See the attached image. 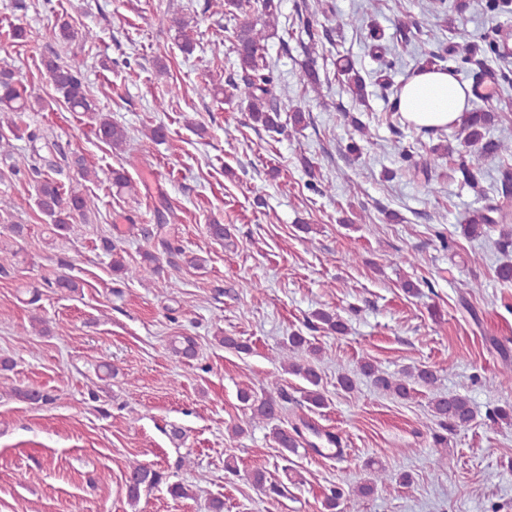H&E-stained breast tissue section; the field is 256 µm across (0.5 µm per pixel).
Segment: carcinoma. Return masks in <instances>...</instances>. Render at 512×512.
Returning a JSON list of instances; mask_svg holds the SVG:
<instances>
[{
	"instance_id": "carcinoma-1",
	"label": "carcinoma",
	"mask_w": 512,
	"mask_h": 512,
	"mask_svg": "<svg viewBox=\"0 0 512 512\" xmlns=\"http://www.w3.org/2000/svg\"><path fill=\"white\" fill-rule=\"evenodd\" d=\"M263 16V28L256 29L253 24H247L236 34V58L241 70L248 73L243 83H231L224 90L227 98L237 97L247 103L250 117L254 124L269 133H281L283 124L281 113L271 98L274 84L273 72L264 61L262 51L266 40L265 29L278 24L279 0H257ZM482 8L485 13L494 16L512 14V0H484ZM372 53L384 59V69L376 76V82L382 87L391 86V72L394 60L387 59L389 49L372 45ZM512 57L506 43V37L497 33L492 37L487 35L474 36L465 29L454 32L452 41L448 42V50L442 54L431 51L424 66L448 70L462 71L471 66L476 67L473 79L479 86L486 82L492 84H512V69L508 67V59ZM498 61L501 66L493 68L490 61ZM56 91L61 94L64 102L74 112L98 113L97 125L101 138L113 149H119L126 143L127 133L124 128L112 123V119L98 112V108L85 85L82 72L83 64L77 60L60 62L58 58H48L42 61ZM338 74L344 76V83L353 98L363 102L368 96L365 79L355 71L348 62L337 67ZM298 79L300 84L320 93L322 81L316 67L314 57L309 56L302 63ZM40 98L22 88V82L15 77L10 68L0 67V154L10 160V166L19 173L28 170L38 173L35 159L31 155L13 151L12 140L24 134L21 114L34 109ZM494 115L488 109H475L465 115L458 124L459 135L462 138L465 154L462 155L453 169V173L461 184L480 192L482 184L488 176L486 165L488 160L505 155H512V141L492 140L486 138L485 129L493 120ZM35 204L38 210L50 219L52 231L60 237L76 235L80 231L77 218L84 216L88 209L89 200L77 192L64 194L57 183L50 179L36 181ZM512 220L509 206L496 210V216L484 209H476L469 213L463 226L465 236H479V230L488 224H504ZM103 251L111 256V267L115 274H124L143 283L158 272V257L146 251L143 253V263L130 267L124 262L121 249L111 240H102ZM174 353L189 358L195 355L194 342L184 336H176L171 340ZM319 348L314 346L306 337L293 334L288 337V373L293 374L309 385L306 389L307 401L316 408L326 406L325 397L320 391L321 376L316 369L299 361L302 354H317ZM363 372L372 378L374 385L383 392H393L400 397L410 393L409 384L432 386L437 377L433 370L423 367L402 372V378L396 379L380 372L378 368L366 362L362 365ZM273 391H264L258 397L247 387L238 392L240 402L250 410V419H261L275 424L274 435L277 444L284 451L295 454L298 448L306 443L303 430L309 429L305 422L292 423L285 428L279 425L282 407L274 394H282L283 389L279 380L271 381ZM432 412L440 429L448 432L466 426L474 419L469 400L460 394L448 396L439 395L432 402ZM253 483L268 498L278 499L287 496L288 488L279 481H270L261 471L252 475ZM167 482V475L156 468L137 464L130 468L126 481L127 497L131 504L139 502L142 489H152Z\"/></svg>"
}]
</instances>
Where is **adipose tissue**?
Here are the masks:
<instances>
[{
	"instance_id": "adipose-tissue-1",
	"label": "adipose tissue",
	"mask_w": 512,
	"mask_h": 512,
	"mask_svg": "<svg viewBox=\"0 0 512 512\" xmlns=\"http://www.w3.org/2000/svg\"><path fill=\"white\" fill-rule=\"evenodd\" d=\"M470 93L456 74L443 70L417 71L403 85L399 108L417 126H453L469 108Z\"/></svg>"
}]
</instances>
